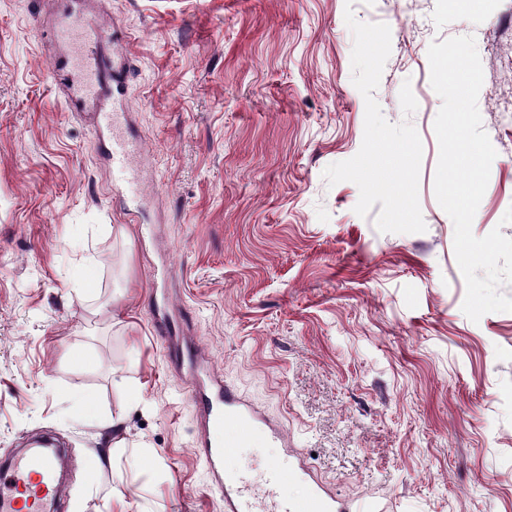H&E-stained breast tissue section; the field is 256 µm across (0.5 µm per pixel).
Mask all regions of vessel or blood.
<instances>
[{
  "mask_svg": "<svg viewBox=\"0 0 512 512\" xmlns=\"http://www.w3.org/2000/svg\"><path fill=\"white\" fill-rule=\"evenodd\" d=\"M53 38L64 49L63 55L50 64L54 77L71 85L76 104L97 113L107 167L131 177L142 142L126 131L125 82L114 80L109 65L96 53L105 39L104 29L85 23L79 0H72L55 26ZM169 358L174 363L188 360L193 364L189 383L197 420L193 451L205 465L210 487L223 499L224 512H256L258 504L247 493L248 475L225 467L226 460L238 453L239 446L224 442V427L237 425L245 438L261 429L280 441L284 438L281 425L244 400L188 341L171 344ZM64 459L63 449L50 439L40 438L1 461L0 512H57ZM307 470L304 457L298 454L289 464L263 466L259 478L266 496L275 501L274 512H346L335 494L317 482L311 484L307 496L300 501L278 498L279 487Z\"/></svg>",
  "mask_w": 512,
  "mask_h": 512,
  "instance_id": "vessel-or-blood-1",
  "label": "vessel or blood"
}]
</instances>
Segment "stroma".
Instances as JSON below:
<instances>
[{
  "mask_svg": "<svg viewBox=\"0 0 512 512\" xmlns=\"http://www.w3.org/2000/svg\"><path fill=\"white\" fill-rule=\"evenodd\" d=\"M59 0H0V456L37 432L69 448L64 512H224L191 448L187 383L154 333L169 304L215 366L279 419L338 498L376 512H512V312L479 322L439 206L431 42L473 36L482 124L497 156L475 236L512 224V0H366L391 30L375 98L423 147L426 230L382 233L353 157L365 102L345 0H89L134 63L141 179L116 187L88 119L49 75ZM93 278V288L80 283ZM137 387L151 402H126ZM96 397L89 421L82 395ZM155 467L114 487L112 427ZM100 468H93V461ZM120 497H113V489Z\"/></svg>",
  "mask_w": 512,
  "mask_h": 512,
  "instance_id": "obj_1",
  "label": "stroma"
}]
</instances>
